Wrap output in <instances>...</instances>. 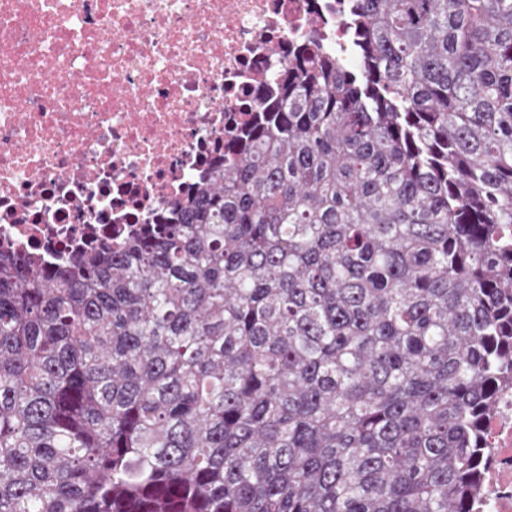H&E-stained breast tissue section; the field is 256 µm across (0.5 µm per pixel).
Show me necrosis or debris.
Listing matches in <instances>:
<instances>
[{
    "instance_id": "necrosis-or-debris-1",
    "label": "necrosis or debris",
    "mask_w": 512,
    "mask_h": 512,
    "mask_svg": "<svg viewBox=\"0 0 512 512\" xmlns=\"http://www.w3.org/2000/svg\"><path fill=\"white\" fill-rule=\"evenodd\" d=\"M348 0H0V249L51 262L150 223L224 156L284 50H347ZM483 512H512V390Z\"/></svg>"
}]
</instances>
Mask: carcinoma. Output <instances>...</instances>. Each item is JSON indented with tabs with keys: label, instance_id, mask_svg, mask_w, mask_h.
Here are the masks:
<instances>
[{
	"label": "carcinoma",
	"instance_id": "1",
	"mask_svg": "<svg viewBox=\"0 0 512 512\" xmlns=\"http://www.w3.org/2000/svg\"><path fill=\"white\" fill-rule=\"evenodd\" d=\"M160 222L0 253V512H474L512 385V0H351Z\"/></svg>",
	"mask_w": 512,
	"mask_h": 512
}]
</instances>
